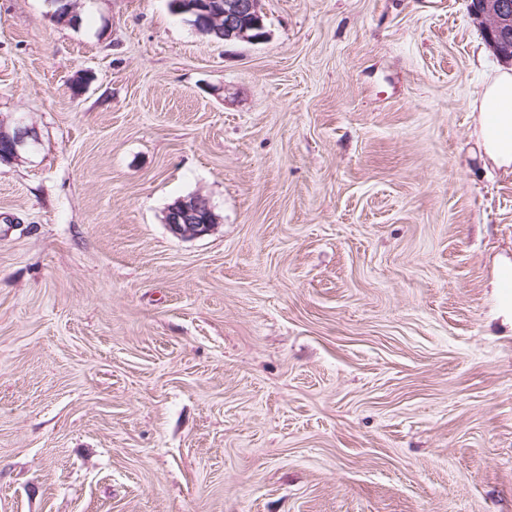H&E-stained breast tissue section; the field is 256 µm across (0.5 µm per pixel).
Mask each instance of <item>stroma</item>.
Listing matches in <instances>:
<instances>
[{
    "instance_id": "stroma-1",
    "label": "stroma",
    "mask_w": 512,
    "mask_h": 512,
    "mask_svg": "<svg viewBox=\"0 0 512 512\" xmlns=\"http://www.w3.org/2000/svg\"><path fill=\"white\" fill-rule=\"evenodd\" d=\"M470 0H0V512H512V171ZM87 77L77 87V77ZM200 193L199 238L163 217ZM200 4L215 25L214 32L209 30L206 36L214 41L240 40L248 43L259 42L266 36L261 0H207ZM224 25V29H223ZM472 112L473 134L485 159L497 168L512 170V71L497 69L489 74ZM33 136V129L28 127L27 125L23 124L22 122H16L14 124L13 129L10 131V129H7L6 127L3 128L2 124L0 123V143L1 140L5 139L10 143L11 151L9 152V156H3L1 159V153H0V162L2 161H10L16 160L20 157V152L23 150L27 144L28 140Z\"/></svg>"
}]
</instances>
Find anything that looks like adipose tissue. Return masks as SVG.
<instances>
[{"label":"adipose tissue","mask_w":512,"mask_h":512,"mask_svg":"<svg viewBox=\"0 0 512 512\" xmlns=\"http://www.w3.org/2000/svg\"><path fill=\"white\" fill-rule=\"evenodd\" d=\"M472 110L474 134L485 159L512 170V71L498 69L489 74Z\"/></svg>","instance_id":"obj_1"}]
</instances>
